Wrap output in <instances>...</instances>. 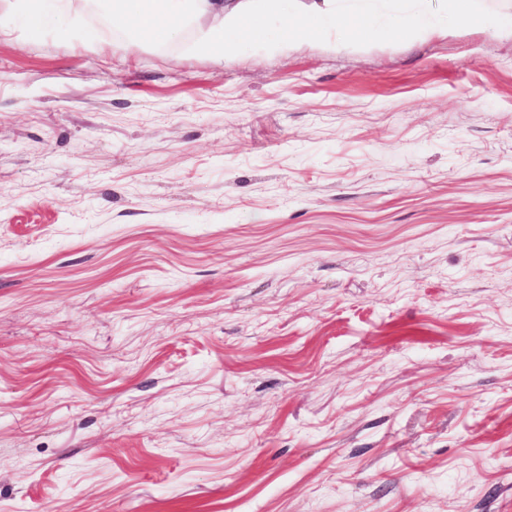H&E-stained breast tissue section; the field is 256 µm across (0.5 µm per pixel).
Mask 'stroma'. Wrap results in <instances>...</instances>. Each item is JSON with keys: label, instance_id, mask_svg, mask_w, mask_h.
<instances>
[{"label": "stroma", "instance_id": "1", "mask_svg": "<svg viewBox=\"0 0 512 512\" xmlns=\"http://www.w3.org/2000/svg\"><path fill=\"white\" fill-rule=\"evenodd\" d=\"M185 45L0 12V512H512V38Z\"/></svg>", "mask_w": 512, "mask_h": 512}]
</instances>
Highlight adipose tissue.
<instances>
[{
	"label": "adipose tissue",
	"instance_id": "ef3b65f1",
	"mask_svg": "<svg viewBox=\"0 0 512 512\" xmlns=\"http://www.w3.org/2000/svg\"><path fill=\"white\" fill-rule=\"evenodd\" d=\"M113 0L109 21L113 28L132 30L136 38L154 44L177 40L187 24L196 25L198 52L226 57L262 44L282 48L301 35L331 31L340 35L375 34L369 18L349 0ZM462 20L484 23L472 0H450L449 14L424 9L393 18L389 31L411 36L435 32L439 23Z\"/></svg>",
	"mask_w": 512,
	"mask_h": 512
}]
</instances>
